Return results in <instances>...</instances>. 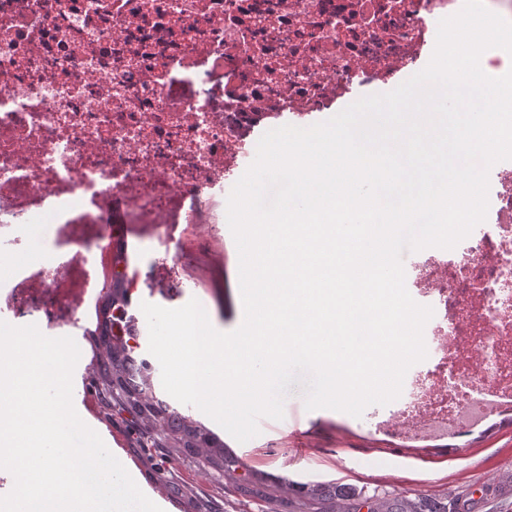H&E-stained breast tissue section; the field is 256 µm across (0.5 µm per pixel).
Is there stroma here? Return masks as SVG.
Returning <instances> with one entry per match:
<instances>
[{
	"label": "stroma",
	"mask_w": 512,
	"mask_h": 512,
	"mask_svg": "<svg viewBox=\"0 0 512 512\" xmlns=\"http://www.w3.org/2000/svg\"><path fill=\"white\" fill-rule=\"evenodd\" d=\"M131 267L138 287L129 307L138 316L137 353L148 356V326L140 305L148 302L178 308L197 299L214 328L230 332L243 321L242 300L231 284L238 272V250L228 226L205 233L183 225L134 224L126 229ZM197 252L192 268L164 262L165 252ZM96 271L74 264L53 287L44 285L41 261L32 259L9 278L20 289L24 318H15L0 299V320L11 325L34 324L48 337H73L81 355L73 373V403L107 448L128 450L131 469L141 476L145 495L165 492L170 501L164 512H297L302 499L298 488L310 482H336L367 493H414L443 496L463 490L473 498L474 512H512V488L498 484L499 476L512 472V425H498L489 433H473L447 443L401 445L374 433L368 417L319 409L306 410L303 390L292 384L284 402L285 414H297V430L260 432L247 442H237L193 406L179 405L180 413L204 423L227 445L235 477L211 479L200 485L190 478L196 466L190 460L170 464L166 477H158L154 463L162 449L152 454L133 450L127 437L129 421L123 415L103 414L87 395L88 367L95 361L90 332L97 325L98 305H86V288ZM288 487L287 504L269 510L263 495L280 485Z\"/></svg>",
	"instance_id": "obj_1"
}]
</instances>
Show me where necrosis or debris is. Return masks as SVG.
Returning a JSON list of instances; mask_svg holds the SVG:
<instances>
[{
  "label": "necrosis or debris",
  "mask_w": 512,
  "mask_h": 512,
  "mask_svg": "<svg viewBox=\"0 0 512 512\" xmlns=\"http://www.w3.org/2000/svg\"><path fill=\"white\" fill-rule=\"evenodd\" d=\"M463 4L0 0V224H222L258 129L420 64ZM488 211L413 262L430 358L371 414L376 433L454 440L512 417V160L494 166Z\"/></svg>",
  "instance_id": "obj_1"
}]
</instances>
